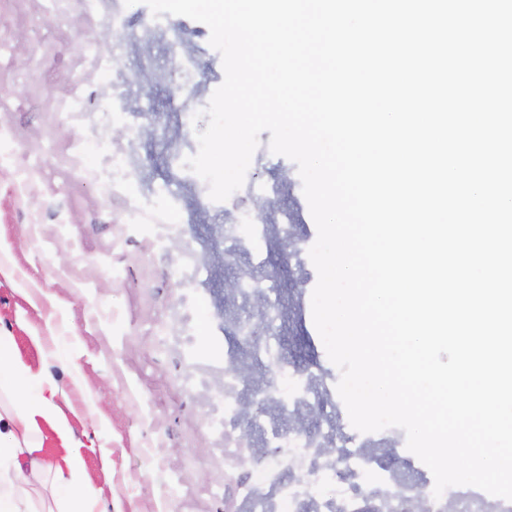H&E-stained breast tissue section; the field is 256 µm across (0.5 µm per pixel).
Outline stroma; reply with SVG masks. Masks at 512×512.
I'll list each match as a JSON object with an SVG mask.
<instances>
[{
    "label": "stroma",
    "instance_id": "1",
    "mask_svg": "<svg viewBox=\"0 0 512 512\" xmlns=\"http://www.w3.org/2000/svg\"><path fill=\"white\" fill-rule=\"evenodd\" d=\"M46 0H20L0 16V35L27 30L21 51L33 63L18 73L0 56V85H25L0 123V336L36 376L51 378L58 420L85 462L84 480L104 512H224L225 472L246 487L263 468H232L212 403L233 370L228 354L241 324L266 335V308L280 312L271 357L246 356L239 408L252 432L249 455L263 457L272 431L301 433L324 445L328 425L352 432L329 360L312 318L317 271L309 250L317 228L296 164L274 154L261 133L237 197L209 196L206 181L183 161L198 150L197 130L224 81L210 31L184 16L154 17L139 0L120 6L118 40L96 44L82 18L46 19ZM153 37L136 44L135 34ZM96 56L94 82L122 64L135 95L112 99L105 112L51 113L55 101L81 92L77 79ZM139 138L142 183L150 206L163 208L172 239H157L132 203L114 197L113 124ZM79 154L98 182L80 184L64 161ZM39 178L25 183L31 168ZM291 183L277 194L281 171ZM24 193H17L18 184ZM253 216L248 234L230 232L240 212ZM234 263H226V254ZM191 335H182L183 326ZM206 326L209 345L197 334ZM313 386L319 404L283 408L290 389ZM374 474L413 473L421 489L434 477L397 433L360 434Z\"/></svg>",
    "mask_w": 512,
    "mask_h": 512
}]
</instances>
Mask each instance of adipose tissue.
I'll return each mask as SVG.
<instances>
[{
    "label": "adipose tissue",
    "mask_w": 512,
    "mask_h": 512,
    "mask_svg": "<svg viewBox=\"0 0 512 512\" xmlns=\"http://www.w3.org/2000/svg\"><path fill=\"white\" fill-rule=\"evenodd\" d=\"M24 382L14 391L9 408L0 411V512H33L32 493L45 479L58 491L56 512H97L94 490L84 482V462L76 453L47 460L35 434L39 421L54 424L61 439L66 427L57 424L50 399L55 386L50 379L32 377L18 359L9 337L0 336V374Z\"/></svg>",
    "instance_id": "adipose-tissue-1"
}]
</instances>
